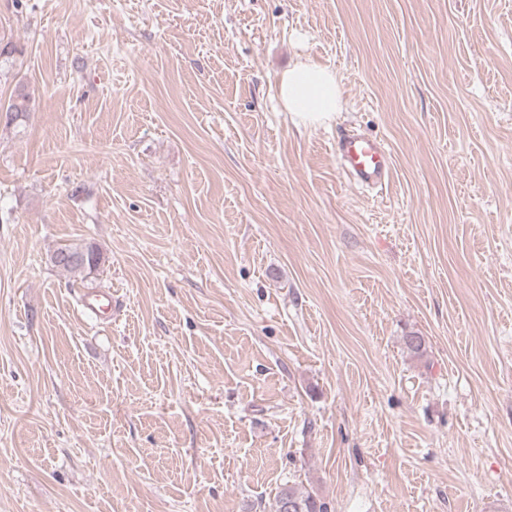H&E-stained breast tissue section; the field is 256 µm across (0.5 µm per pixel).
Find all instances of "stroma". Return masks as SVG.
Here are the masks:
<instances>
[{
	"label": "stroma",
	"mask_w": 512,
	"mask_h": 512,
	"mask_svg": "<svg viewBox=\"0 0 512 512\" xmlns=\"http://www.w3.org/2000/svg\"><path fill=\"white\" fill-rule=\"evenodd\" d=\"M0 42V512H512V0H0ZM276 92L288 112L327 114L341 107L335 74L329 67L311 61H300L284 72ZM29 111V95L24 87H18L6 105L0 104V112H6L10 121L20 120ZM336 154L354 184L383 190L389 183L392 157L380 141L343 130L336 139ZM60 258V259H56ZM51 260L55 266L74 274L91 273L100 262V254L92 245L70 244L57 248ZM276 512H328L325 502L311 492L299 491L295 487L283 488L276 501Z\"/></svg>",
	"instance_id": "1"
}]
</instances>
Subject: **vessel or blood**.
I'll use <instances>...</instances> for the list:
<instances>
[{
  "label": "vessel or blood",
  "mask_w": 512,
  "mask_h": 512,
  "mask_svg": "<svg viewBox=\"0 0 512 512\" xmlns=\"http://www.w3.org/2000/svg\"><path fill=\"white\" fill-rule=\"evenodd\" d=\"M336 154L348 178L361 187L382 189L391 177V153L380 141L361 133L341 131Z\"/></svg>",
  "instance_id": "1"
}]
</instances>
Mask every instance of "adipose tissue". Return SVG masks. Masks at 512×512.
Returning a JSON list of instances; mask_svg holds the SVG:
<instances>
[{"mask_svg": "<svg viewBox=\"0 0 512 512\" xmlns=\"http://www.w3.org/2000/svg\"><path fill=\"white\" fill-rule=\"evenodd\" d=\"M277 98L287 111L327 114L341 107V92L333 71L301 61L284 72L276 86Z\"/></svg>", "mask_w": 512, "mask_h": 512, "instance_id": "1", "label": "adipose tissue"}]
</instances>
